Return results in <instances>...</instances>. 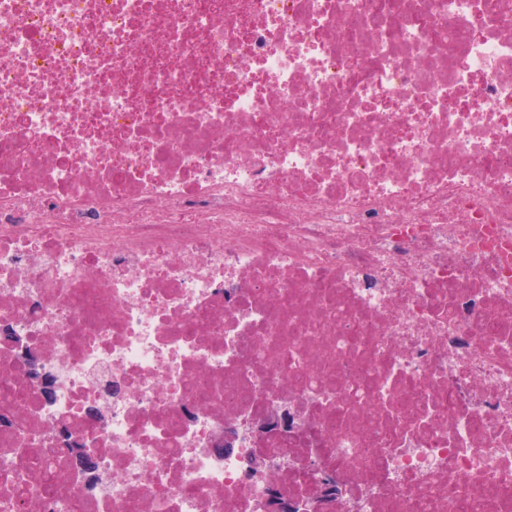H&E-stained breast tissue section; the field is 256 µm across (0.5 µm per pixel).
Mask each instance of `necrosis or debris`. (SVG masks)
<instances>
[{
	"instance_id": "4bbe7bcc",
	"label": "necrosis or debris",
	"mask_w": 512,
	"mask_h": 512,
	"mask_svg": "<svg viewBox=\"0 0 512 512\" xmlns=\"http://www.w3.org/2000/svg\"><path fill=\"white\" fill-rule=\"evenodd\" d=\"M5 325L0 512H512V0H0ZM288 422V414L286 408L278 403H269L266 407L265 414L255 422L256 434L267 432L268 427L276 425H285Z\"/></svg>"
}]
</instances>
